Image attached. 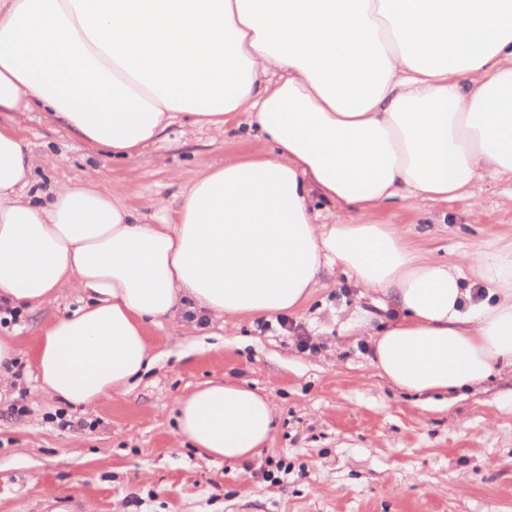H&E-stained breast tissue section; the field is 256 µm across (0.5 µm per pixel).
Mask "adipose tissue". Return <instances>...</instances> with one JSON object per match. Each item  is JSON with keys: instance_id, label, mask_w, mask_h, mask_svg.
Segmentation results:
<instances>
[{"instance_id": "adipose-tissue-1", "label": "adipose tissue", "mask_w": 512, "mask_h": 512, "mask_svg": "<svg viewBox=\"0 0 512 512\" xmlns=\"http://www.w3.org/2000/svg\"><path fill=\"white\" fill-rule=\"evenodd\" d=\"M82 141L133 151L182 116L223 134L244 112L261 148L205 168L151 223L109 173L35 188L17 132L33 109ZM512 182V0H0V300L80 307L41 328V393L91 409L154 367L148 326L301 309L341 269L368 312L372 365L409 393L473 388L512 366V247L426 258L374 213L396 198ZM343 222H319L312 194ZM480 280L483 299L468 283ZM199 454L252 458L266 394L208 380L178 398Z\"/></svg>"}]
</instances>
